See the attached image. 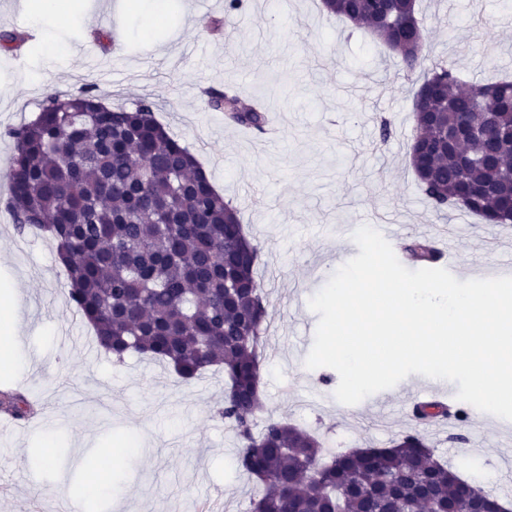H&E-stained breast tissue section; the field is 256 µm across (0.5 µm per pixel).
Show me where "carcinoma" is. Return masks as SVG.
I'll use <instances>...</instances> for the list:
<instances>
[{
  "label": "carcinoma",
  "mask_w": 512,
  "mask_h": 512,
  "mask_svg": "<svg viewBox=\"0 0 512 512\" xmlns=\"http://www.w3.org/2000/svg\"><path fill=\"white\" fill-rule=\"evenodd\" d=\"M417 0H322L339 18L363 23L412 72L421 65ZM92 88L49 91L35 119L10 127L14 143L7 208L22 233L53 239L68 275L67 300L117 361L139 353L167 363L183 381L224 371L220 414L242 443L238 470L261 487L250 512H470L468 482L419 432L369 448L334 451L286 419L261 420V361L269 317L257 277L261 249L235 207L195 157L160 124L153 104L96 112ZM207 107L237 127L263 133L264 107L232 86ZM409 162L436 212L460 204L488 224L512 211V80L463 84L439 64L413 92ZM403 251L433 265L434 246L416 238ZM23 418L21 393L0 402ZM443 406L415 405L412 419Z\"/></svg>",
  "instance_id": "cac0c4a2"
}]
</instances>
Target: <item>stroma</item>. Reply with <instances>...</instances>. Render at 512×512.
I'll return each instance as SVG.
<instances>
[{
  "mask_svg": "<svg viewBox=\"0 0 512 512\" xmlns=\"http://www.w3.org/2000/svg\"><path fill=\"white\" fill-rule=\"evenodd\" d=\"M424 68L452 66L464 84L512 77V0H420ZM217 19L222 35L206 31ZM43 35L15 50L0 49V289L18 318L13 355L21 372L0 370V391L18 390L40 405V419L0 423V512H194L200 500L220 512H247L258 488L237 470L240 451L219 410L224 374L186 383L172 369L131 353L123 362L101 349L65 294L66 273L51 239L20 234L5 208L14 151L7 128L39 113L50 89L95 87L109 107L154 103L156 119L180 139L232 202L259 244L257 276L269 300L262 382L266 413L316 433L338 450L362 448L416 429L463 479L478 464L485 490L501 494L512 475L500 456L512 434L460 413L459 429L475 451L448 433L411 421L378 396L355 405L334 397L338 373L290 360L311 347L319 316L308 307L332 273L348 261L340 228L375 225L401 214L395 248L432 238L457 224L453 255L460 280L474 279L493 256L512 257V224L458 223V210L437 214L407 158L414 131L412 81L363 29L328 14L320 0H247L229 12L224 0H169L166 15L144 20L138 0H69L64 18H44ZM112 30L111 44L86 41L87 30ZM233 85L259 99L280 137L228 125L206 109L203 88ZM392 134L380 138L381 121ZM498 244L496 254L486 241ZM77 344L64 348L62 329ZM112 492L88 504L81 488L104 460ZM44 457L38 467L28 457Z\"/></svg>",
  "mask_w": 512,
  "mask_h": 512,
  "instance_id": "stroma-1",
  "label": "stroma"
}]
</instances>
